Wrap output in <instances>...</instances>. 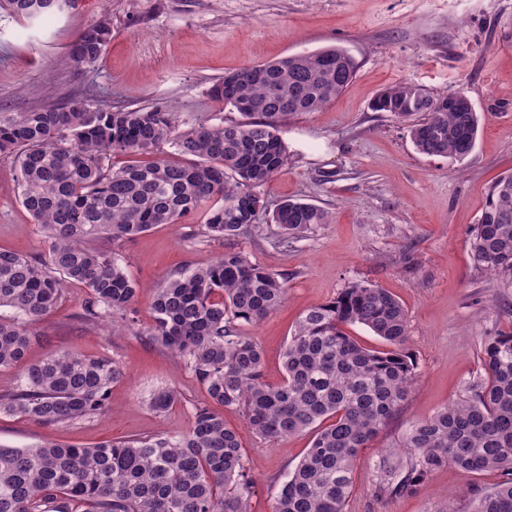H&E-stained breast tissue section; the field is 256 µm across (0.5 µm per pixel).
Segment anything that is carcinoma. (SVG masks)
Wrapping results in <instances>:
<instances>
[{
    "mask_svg": "<svg viewBox=\"0 0 512 512\" xmlns=\"http://www.w3.org/2000/svg\"><path fill=\"white\" fill-rule=\"evenodd\" d=\"M67 0H10L13 12L38 18ZM112 39L104 18L82 32L70 54L91 65ZM357 64L338 46L230 72L213 100L244 120L178 128L157 107L111 106L73 98L29 112H0V158L14 164L22 205L48 242L45 258L0 249V370L21 371L0 394V412L59 426L111 412L110 388L123 377L107 357L53 351L26 362L29 325L59 306L65 286L90 291L80 320L127 321L135 282L100 244L132 239L159 224L205 212L206 234L235 236L262 219L300 238L332 215L286 199L268 211L260 188L288 163L282 132L300 112H316L352 82ZM409 123L415 149L460 161L475 147L479 116L463 91L432 96L412 84L388 86L371 104ZM171 148L179 159L168 158ZM121 155L125 164L112 158ZM474 259L512 276V174L494 182L471 233ZM288 277L228 250L205 268L184 270L154 290L152 342L189 362L209 398L242 412L264 438L314 431L310 447L280 486L273 512H344L354 460L407 399L415 366L405 355L403 304L384 288L354 283L309 308L283 352L284 382L263 379L260 348L237 329L281 305ZM362 325L389 349L362 346L344 327ZM486 378L470 394L413 422L402 447L406 465H381L377 495L417 492L428 475L452 465L464 473L496 470L503 481L476 493L470 512H512V333L484 350ZM177 401L161 389L149 406ZM253 474L236 429L208 405L190 431L79 448L47 441L0 447V512H249Z\"/></svg>",
    "mask_w": 512,
    "mask_h": 512,
    "instance_id": "1",
    "label": "carcinoma"
}]
</instances>
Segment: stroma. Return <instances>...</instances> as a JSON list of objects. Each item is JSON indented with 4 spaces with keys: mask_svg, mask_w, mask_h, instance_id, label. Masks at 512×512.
Returning a JSON list of instances; mask_svg holds the SVG:
<instances>
[{
    "mask_svg": "<svg viewBox=\"0 0 512 512\" xmlns=\"http://www.w3.org/2000/svg\"><path fill=\"white\" fill-rule=\"evenodd\" d=\"M112 40L94 66L69 48L101 18ZM328 46L357 61L355 78L335 101L295 115L282 137L287 165L262 188L268 206L292 198L332 213L333 223L281 241L276 225L213 239L202 214L161 224L111 252L141 287L134 322L117 332L76 322L89 299L68 287L60 307L32 325L28 352L106 356L123 369L108 416L48 427L0 412V445L35 448L55 439L80 447L188 431L207 394L182 359L152 343V289L183 268L210 265L228 249L286 274L277 311L241 331L260 347L263 377L285 378L283 350L303 313L352 283L387 289L404 305L407 352L417 379L404 403L355 461L346 512H469V490L483 492L497 471L435 470L413 494L379 497L384 449L402 445L410 424L467 395L484 377L488 337L512 332V278L491 274L471 253L470 235L492 184L512 172V0H68L41 19L15 16L0 0V112H27L70 96L95 95L119 106H156L177 113L181 129L203 119L239 120L215 102L211 86L224 73ZM407 83L431 94L465 91L480 114L473 151L462 161L420 154L407 123L370 108L385 87ZM0 249L44 257L46 239L19 200L11 161L0 160ZM171 388L178 401L164 412L150 395ZM249 458L254 484L249 512H272L274 496L312 439L302 432L266 439L227 409Z\"/></svg>",
    "mask_w": 512,
    "mask_h": 512,
    "instance_id": "1",
    "label": "stroma"
}]
</instances>
